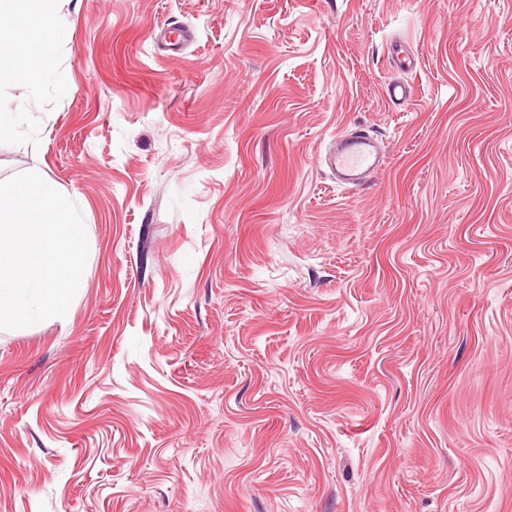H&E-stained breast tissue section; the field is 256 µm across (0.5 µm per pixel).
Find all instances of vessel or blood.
<instances>
[{
	"instance_id": "b4317fda",
	"label": "vessel or blood",
	"mask_w": 512,
	"mask_h": 512,
	"mask_svg": "<svg viewBox=\"0 0 512 512\" xmlns=\"http://www.w3.org/2000/svg\"><path fill=\"white\" fill-rule=\"evenodd\" d=\"M381 148L366 134L337 137L327 154V164L337 180L345 185L359 186L364 175L377 172L380 167Z\"/></svg>"
}]
</instances>
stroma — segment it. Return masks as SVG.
<instances>
[{"label":"stroma","instance_id":"35a3bbf8","mask_svg":"<svg viewBox=\"0 0 512 512\" xmlns=\"http://www.w3.org/2000/svg\"><path fill=\"white\" fill-rule=\"evenodd\" d=\"M53 10L0 44L57 76L0 83V181L89 254L67 323L0 330V512H512V0ZM334 144L328 151L327 164L340 183L358 187L364 174L380 169L381 147L373 137L366 134L336 136Z\"/></svg>","mask_w":512,"mask_h":512}]
</instances>
